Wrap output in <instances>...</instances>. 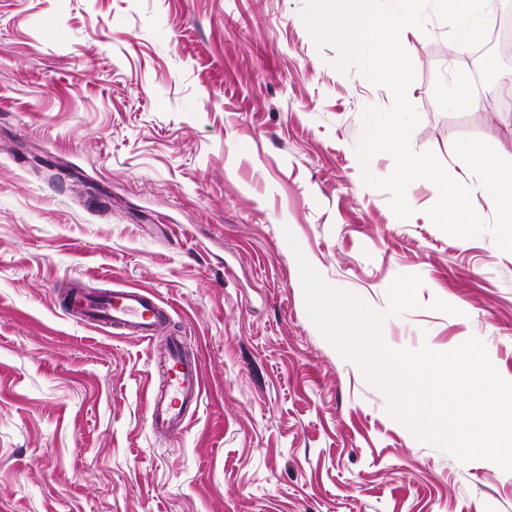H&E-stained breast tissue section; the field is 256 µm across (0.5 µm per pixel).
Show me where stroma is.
I'll return each instance as SVG.
<instances>
[{
  "mask_svg": "<svg viewBox=\"0 0 512 512\" xmlns=\"http://www.w3.org/2000/svg\"><path fill=\"white\" fill-rule=\"evenodd\" d=\"M307 0H0V512H512V472L418 440L309 319L293 232L332 288L377 311L400 275L420 308L385 344L472 337L512 382V252L392 212L394 160L361 166L365 107L389 89L316 45ZM414 151L512 160V110L451 108L469 72L427 15L405 33ZM151 289L143 341L75 321L72 285ZM182 337L199 408L156 435L155 358Z\"/></svg>",
  "mask_w": 512,
  "mask_h": 512,
  "instance_id": "1",
  "label": "stroma"
}]
</instances>
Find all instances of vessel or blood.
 Instances as JSON below:
<instances>
[{"label": "vessel or blood", "mask_w": 512, "mask_h": 512, "mask_svg": "<svg viewBox=\"0 0 512 512\" xmlns=\"http://www.w3.org/2000/svg\"><path fill=\"white\" fill-rule=\"evenodd\" d=\"M81 313L90 323L118 328L123 334L148 341L164 321L156 296L150 290L136 287L116 289L107 296H84ZM182 350L181 340L172 338L161 365L167 389L147 397L151 427L157 432L184 430L186 409L199 406L202 399L201 368L198 362L185 358Z\"/></svg>", "instance_id": "b4317fda"}]
</instances>
